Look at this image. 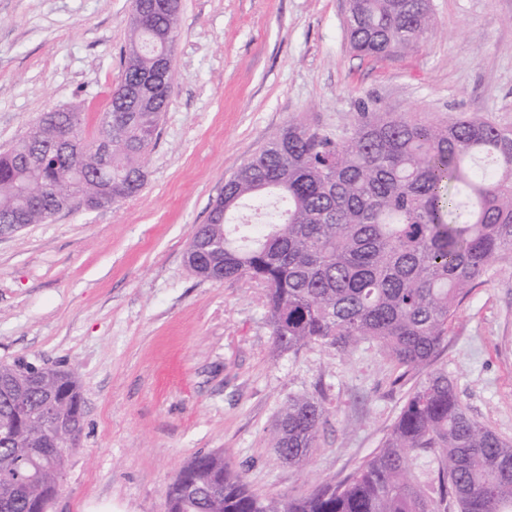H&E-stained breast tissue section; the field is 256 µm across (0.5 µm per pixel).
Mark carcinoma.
Returning <instances> with one entry per match:
<instances>
[{
  "label": "carcinoma",
  "instance_id": "1",
  "mask_svg": "<svg viewBox=\"0 0 512 512\" xmlns=\"http://www.w3.org/2000/svg\"><path fill=\"white\" fill-rule=\"evenodd\" d=\"M121 83L138 103L100 120L112 202L145 187L172 81L149 87L164 40L176 42L179 12L137 0ZM435 28L428 0H350L346 32L367 56L413 47ZM80 144L76 163L40 166L62 130ZM37 139L0 154V222L42 224L63 199L92 197L102 162L81 124L44 113ZM193 273L246 278L262 290L272 355L319 343L349 352L378 345L406 371L430 365L473 285L512 258V130L462 117L429 122L362 107L342 135L292 122L224 184V201L197 228ZM53 397L60 424L80 437L83 398L66 371L0 364V512H48L69 448L38 419ZM325 419L322 405L288 398L269 432L277 458L307 466ZM425 455L421 482L410 459ZM166 512H512V443L473 418L448 372L427 373L381 448L338 484L304 497H262L222 452L198 454L165 491Z\"/></svg>",
  "mask_w": 512,
  "mask_h": 512
}]
</instances>
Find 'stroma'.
Returning a JSON list of instances; mask_svg holds the SVG:
<instances>
[{
	"instance_id": "1",
	"label": "stroma",
	"mask_w": 512,
	"mask_h": 512,
	"mask_svg": "<svg viewBox=\"0 0 512 512\" xmlns=\"http://www.w3.org/2000/svg\"><path fill=\"white\" fill-rule=\"evenodd\" d=\"M408 50L359 55L348 0H181L173 83L136 197L0 238V363L71 370L83 429L50 512H166L196 453L219 451L263 496L340 482L380 448L421 380L375 345L271 358L261 291L184 263L224 181L295 120L348 129L361 104L512 129V0H430ZM130 0H0V153L42 113L86 138L121 81ZM468 413L512 442V263L476 283L433 362ZM326 411L308 467L267 433L288 397Z\"/></svg>"
}]
</instances>
